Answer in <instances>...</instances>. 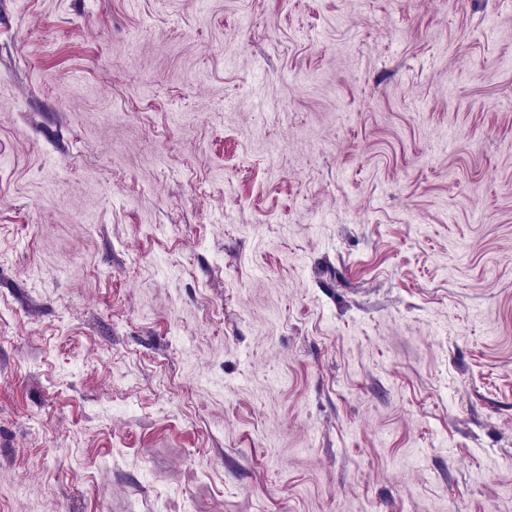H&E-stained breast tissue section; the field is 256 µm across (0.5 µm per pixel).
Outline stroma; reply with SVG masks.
<instances>
[{
  "label": "stroma",
  "instance_id": "1",
  "mask_svg": "<svg viewBox=\"0 0 512 512\" xmlns=\"http://www.w3.org/2000/svg\"><path fill=\"white\" fill-rule=\"evenodd\" d=\"M0 512H512V0H0Z\"/></svg>",
  "mask_w": 512,
  "mask_h": 512
}]
</instances>
